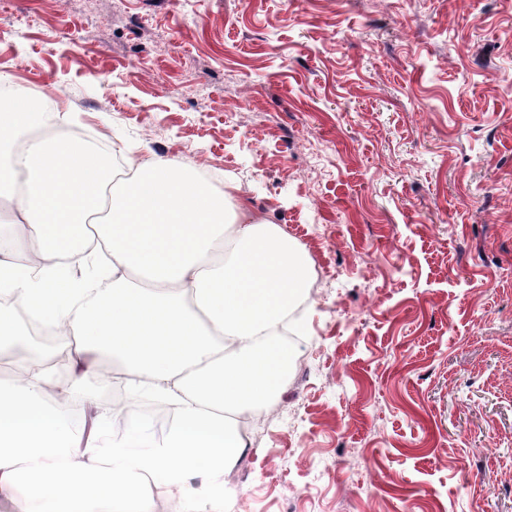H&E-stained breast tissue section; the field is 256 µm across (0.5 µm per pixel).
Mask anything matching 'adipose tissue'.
Wrapping results in <instances>:
<instances>
[{"mask_svg": "<svg viewBox=\"0 0 512 512\" xmlns=\"http://www.w3.org/2000/svg\"><path fill=\"white\" fill-rule=\"evenodd\" d=\"M216 191L157 157L112 173L86 144L52 136L0 153V495L15 512H224V472L244 449L240 415L271 403L294 361L281 339L306 287L308 265L287 234L226 205ZM112 256L67 262L87 231ZM57 327L71 368L54 379L34 359L20 312ZM117 365L141 396L176 417L163 439L128 410L122 428L100 392ZM81 402L97 429L60 406Z\"/></svg>", "mask_w": 512, "mask_h": 512, "instance_id": "ef3b65f1", "label": "adipose tissue"}]
</instances>
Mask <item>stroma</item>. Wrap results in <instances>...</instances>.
Listing matches in <instances>:
<instances>
[{
	"instance_id": "1",
	"label": "stroma",
	"mask_w": 512,
	"mask_h": 512,
	"mask_svg": "<svg viewBox=\"0 0 512 512\" xmlns=\"http://www.w3.org/2000/svg\"><path fill=\"white\" fill-rule=\"evenodd\" d=\"M0 83L321 271L224 512H512V0H0Z\"/></svg>"
}]
</instances>
